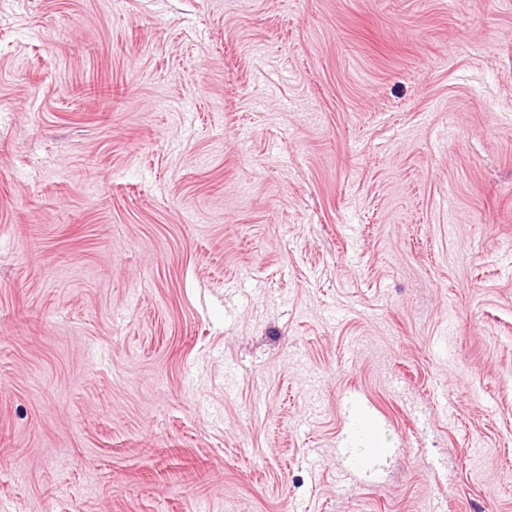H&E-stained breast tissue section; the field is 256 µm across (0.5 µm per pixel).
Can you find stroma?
I'll return each instance as SVG.
<instances>
[{
  "instance_id": "obj_1",
  "label": "stroma",
  "mask_w": 512,
  "mask_h": 512,
  "mask_svg": "<svg viewBox=\"0 0 512 512\" xmlns=\"http://www.w3.org/2000/svg\"><path fill=\"white\" fill-rule=\"evenodd\" d=\"M0 512H512V0H0Z\"/></svg>"
}]
</instances>
